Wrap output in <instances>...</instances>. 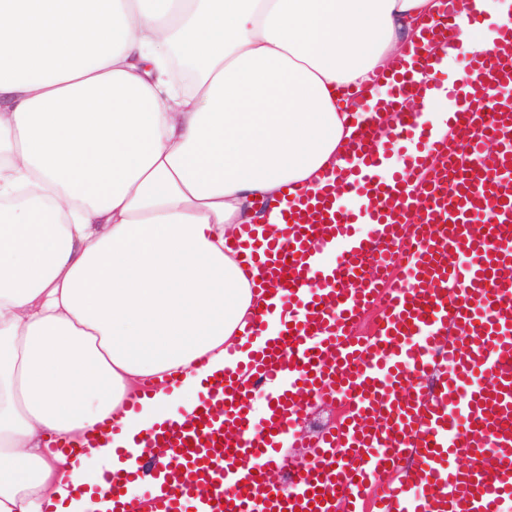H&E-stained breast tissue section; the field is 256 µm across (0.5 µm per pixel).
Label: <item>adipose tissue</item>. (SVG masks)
Returning <instances> with one entry per match:
<instances>
[{
    "mask_svg": "<svg viewBox=\"0 0 512 512\" xmlns=\"http://www.w3.org/2000/svg\"><path fill=\"white\" fill-rule=\"evenodd\" d=\"M461 8V34L420 81L512 27L504 0ZM442 9L0 0V512H108L71 482L136 470L145 432L184 421L209 374L242 373L277 336L279 292L254 287L225 237L242 224L275 233L289 186L314 196L353 182L345 146L371 115L347 96L376 105V76L410 60L417 19ZM371 117L389 140L387 114ZM115 421L120 435L72 472L61 445Z\"/></svg>",
    "mask_w": 512,
    "mask_h": 512,
    "instance_id": "1",
    "label": "adipose tissue"
}]
</instances>
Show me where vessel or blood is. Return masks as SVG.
Listing matches in <instances>:
<instances>
[{
    "instance_id": "1",
    "label": "vessel or blood",
    "mask_w": 512,
    "mask_h": 512,
    "mask_svg": "<svg viewBox=\"0 0 512 512\" xmlns=\"http://www.w3.org/2000/svg\"><path fill=\"white\" fill-rule=\"evenodd\" d=\"M459 18L460 0H444L439 18L421 21L411 67L381 103L399 136L417 132L403 101L430 98L415 75L458 34ZM469 65L485 78L481 98L455 112L454 136L419 132L411 169L378 178L385 144L375 127H357L347 154L369 201L363 214L337 209L335 187L316 199L298 190L277 235L261 239L244 224L225 241L243 271L259 268L256 287L287 291L289 319L252 357L247 379L209 376L190 420L147 432V447L169 449L168 463L103 471L95 490L112 512H129L126 488L147 475L145 512H364L375 486V512L512 505V30L493 49H474ZM431 155L442 165L421 179ZM362 218L371 229L358 237ZM340 240L336 264L311 287L316 251ZM371 305L383 314L374 334L353 336ZM260 393L258 418L251 400ZM330 393L345 413L320 435L318 455H281V437ZM174 468L193 471L195 484L171 480ZM256 485L262 497H252Z\"/></svg>"
}]
</instances>
